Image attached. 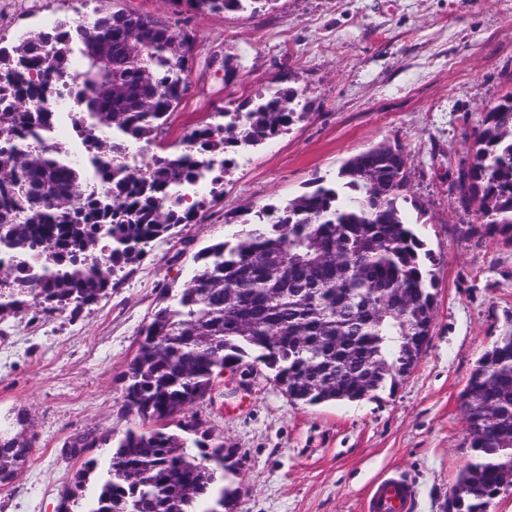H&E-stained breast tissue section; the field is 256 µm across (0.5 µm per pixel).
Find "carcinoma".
I'll return each instance as SVG.
<instances>
[{"label":"carcinoma","mask_w":512,"mask_h":512,"mask_svg":"<svg viewBox=\"0 0 512 512\" xmlns=\"http://www.w3.org/2000/svg\"><path fill=\"white\" fill-rule=\"evenodd\" d=\"M213 13L264 7V0H174ZM112 38L109 79L121 93L86 96L100 64L81 51ZM134 39L145 52L125 54ZM55 48L47 63L42 48ZM85 59L68 68L74 49ZM189 36L123 9L84 24L62 23L0 48V254L42 257L36 305L75 314L117 286L113 277L143 258L145 246L191 224L205 201L175 191L207 180L224 199L229 148L262 145L295 122V90L259 95L246 112L190 130L167 151L169 119L188 89ZM64 81L84 105L73 124L100 190L87 188L65 150L45 139L55 121L48 88ZM472 160L458 170V203L490 235L512 240V96L486 108ZM112 131L102 139L98 131ZM157 148L144 167L121 161L128 143ZM408 158L382 143L346 159L336 181L202 249L183 288L163 299L141 332L130 363L126 405L141 421L119 439L86 512H220L229 491L217 484L224 446L200 455L163 426L204 398L215 376L251 353L274 371L291 403L358 402L408 375L411 348L429 341L438 258L409 222ZM28 306L24 289L0 291V314ZM471 459L459 472L448 512H489L512 489V327L478 361L461 394ZM157 427H151V424ZM26 444L0 428V486L25 462Z\"/></svg>","instance_id":"carcinoma-1"}]
</instances>
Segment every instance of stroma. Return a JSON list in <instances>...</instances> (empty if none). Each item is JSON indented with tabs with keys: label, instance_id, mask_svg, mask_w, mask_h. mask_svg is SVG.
Segmentation results:
<instances>
[{
	"label": "stroma",
	"instance_id": "1",
	"mask_svg": "<svg viewBox=\"0 0 512 512\" xmlns=\"http://www.w3.org/2000/svg\"><path fill=\"white\" fill-rule=\"evenodd\" d=\"M115 7L193 38L189 90L167 142L269 89L300 94L301 120L224 176V201L179 226L79 316L35 309L0 319V422L30 446L0 486V512H84L98 478L75 488L90 458L107 460L128 428L127 372L140 330L205 247L282 205L344 159L381 142L408 154L410 215L437 256L431 336L394 392L342 404H292L253 357L216 379L185 420L223 446L224 512H362L397 475L411 512H448L470 458L461 393L512 317V241L485 234L457 205V170L484 106L512 92V0H271L259 11H175L170 0H0V47L61 20Z\"/></svg>",
	"mask_w": 512,
	"mask_h": 512
}]
</instances>
